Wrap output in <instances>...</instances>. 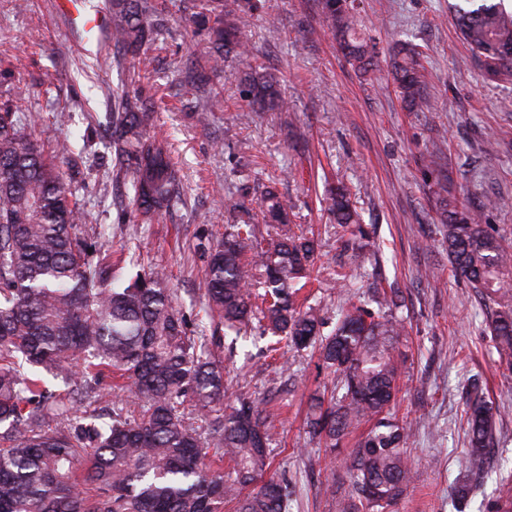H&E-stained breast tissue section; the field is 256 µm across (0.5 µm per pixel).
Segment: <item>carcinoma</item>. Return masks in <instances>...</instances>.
Masks as SVG:
<instances>
[{
	"label": "carcinoma",
	"instance_id": "1",
	"mask_svg": "<svg viewBox=\"0 0 512 512\" xmlns=\"http://www.w3.org/2000/svg\"><path fill=\"white\" fill-rule=\"evenodd\" d=\"M456 27L486 80L512 81V14L493 0H464ZM147 0H112V42L137 50L149 41ZM324 19L344 56L360 69L374 47L357 32L347 0H324ZM244 0H213L198 12L210 27L211 69L232 52L246 25ZM394 79L407 105L425 104L421 52L394 60ZM246 92L262 109L288 107L278 80L245 77ZM112 148L128 186L127 207L148 217L180 199L179 178L167 144L146 133L150 113L138 94L115 96ZM48 155L17 112L0 111V512H286L288 485L271 473L270 414L260 401L225 400L224 366L208 338L189 336L169 280L150 268L127 283L112 281L111 256L83 230L84 207L56 159ZM478 209L443 202L448 259L453 271L491 306L489 328L500 357L512 367V243L481 225ZM330 210L344 231L361 239L349 196L339 188ZM275 235L267 243L248 222L231 224L224 238H198L208 256L204 271L208 313L239 336L253 323L289 349L318 348L336 374L330 397L314 393L307 425L334 451L371 424L352 449L347 494L339 512H384L416 480L407 448L410 423L390 413L399 392L395 348L403 335L398 294L377 296V310L351 305L324 336L323 318L298 301L310 278L316 241L294 231L288 204L269 188L262 199ZM258 286L262 292H253ZM83 362L81 373L74 363ZM134 395L137 411L92 404L104 379ZM191 398V422L181 411ZM468 469L485 466L493 440V406L483 381L466 392Z\"/></svg>",
	"mask_w": 512,
	"mask_h": 512
}]
</instances>
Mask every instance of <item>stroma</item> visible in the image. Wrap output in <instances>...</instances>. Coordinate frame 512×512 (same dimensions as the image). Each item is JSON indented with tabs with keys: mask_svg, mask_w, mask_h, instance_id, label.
Instances as JSON below:
<instances>
[{
	"mask_svg": "<svg viewBox=\"0 0 512 512\" xmlns=\"http://www.w3.org/2000/svg\"><path fill=\"white\" fill-rule=\"evenodd\" d=\"M159 43L117 51L105 31L60 18L53 0H0V109L36 118L45 146L68 141L62 171L78 164L86 222L106 227V247L135 254L115 267L122 284L137 269L165 267L187 335L205 333L224 362L226 395L262 400L272 418L273 468L287 481L288 512H336L332 481H344L350 446L325 452L305 425L311 394L331 385L311 351L274 360V338H240L222 326L199 328L205 302L200 235L222 237L250 220L267 239L259 204L275 185L294 223L314 233L318 256L306 292L328 326L349 302L371 303L398 290L405 334L396 412L412 424L407 453L417 479L388 512H501L512 481V372L491 344L485 308L448 262L441 203L498 198L482 223L512 242V84L484 82L460 39L449 0H355L374 64L355 71L323 23L319 0H248L241 38L250 57L231 55L209 71L207 34L192 22L201 0H150ZM425 53L427 104L409 111L390 73L397 40ZM265 69L280 79L286 111H259L242 78ZM136 85L152 110L151 134L172 151L182 199L149 224L125 207L127 189L109 149L113 95ZM345 188L368 236L345 245L329 211L331 189ZM349 275L346 288L338 270ZM488 383L497 441L490 466L468 471L465 389ZM472 491L458 500L455 486Z\"/></svg>",
	"mask_w": 512,
	"mask_h": 512,
	"instance_id": "stroma-1",
	"label": "stroma"
}]
</instances>
